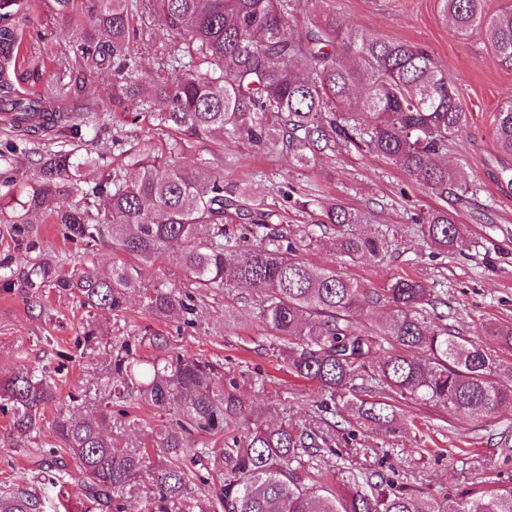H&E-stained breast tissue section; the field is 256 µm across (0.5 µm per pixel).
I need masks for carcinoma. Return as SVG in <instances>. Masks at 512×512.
<instances>
[{
    "label": "carcinoma",
    "instance_id": "1",
    "mask_svg": "<svg viewBox=\"0 0 512 512\" xmlns=\"http://www.w3.org/2000/svg\"><path fill=\"white\" fill-rule=\"evenodd\" d=\"M72 0H49L56 20L66 21ZM90 21L69 52L47 59L51 87L67 75L83 76L72 108L54 104L53 94H18L31 73L19 68L27 53L20 30L34 0H0V121L25 136L57 130L76 142L109 115L146 112L176 149L184 139L207 140L219 132L257 147L270 146L301 164L339 142L365 144L385 155L434 194L466 201L476 187L441 162L448 140L467 127V115L448 78L423 46L384 41L343 27L329 9L300 18L296 0H93ZM445 18L462 38H484L501 65L512 68V6L487 15L484 0H441ZM162 33V40L152 31ZM307 73L295 70L296 62ZM112 74V95L96 93V77ZM164 104L156 112L152 100ZM497 146L512 153V102L496 115ZM0 183L10 197L16 236L43 216L66 237L99 242L132 255L137 264L112 266L101 275L82 267L59 276L55 286L74 290L84 306L120 313L130 293L142 287V268L169 250L180 253L188 286L200 290L247 285L260 296L259 316L275 340L287 346L293 374L320 392L318 415L303 424L271 426L252 411L236 385L220 389L214 369L183 355L128 360L117 353L111 367L112 398L129 388L146 404L178 417L143 441L116 451L126 413L112 418L100 406L82 417H64L57 431L73 467L51 477L68 478L107 512H125L124 499L142 494L148 512H206L201 489L180 466L191 454L213 462L217 481L211 498L222 512H512V487L481 495L421 497L391 478L373 483L352 476L344 492L306 480L310 450L332 452L336 398L378 431L401 423L397 398L442 405L472 420L492 417L512 400V327L485 326L469 338L442 323V294L416 278L401 276L384 292H370L336 273L297 257L279 219L252 187L204 169L195 158L171 162L159 155L135 161L129 179L100 167L72 149L39 159L36 175L19 178L11 158L0 152ZM67 194L73 202L55 206ZM240 224L235 234L229 224ZM360 216L339 203L325 208L322 224L338 228L336 253L349 260L384 259L390 241L383 233L354 230ZM422 239L444 252L469 246L462 225L446 210L420 225ZM147 306L159 316L193 323L192 294L177 287L151 289ZM386 302L392 311L387 333L366 336L350 315ZM373 368L385 395L368 400L354 381ZM10 404L19 443L37 426L54 392L24 371L0 384ZM109 424L112 435L103 432ZM224 438L221 448H195L191 429ZM42 496L20 489L0 498V512H45Z\"/></svg>",
    "mask_w": 512,
    "mask_h": 512
}]
</instances>
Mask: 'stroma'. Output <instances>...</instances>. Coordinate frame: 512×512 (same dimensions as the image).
Segmentation results:
<instances>
[{
	"mask_svg": "<svg viewBox=\"0 0 512 512\" xmlns=\"http://www.w3.org/2000/svg\"><path fill=\"white\" fill-rule=\"evenodd\" d=\"M330 8L348 28L423 45L445 69L469 114L466 130L448 145L447 162L476 183L471 202L443 201L365 146L324 152L306 166L278 151L233 141L219 147L185 140L181 155L262 192L269 209L283 217L281 231L309 264L336 268L377 292L405 275L447 289V323L466 336L481 335L490 323L512 325V186L502 179L504 171L512 172V153L496 147L494 128L496 110L512 100V68L501 66L479 36H458L441 14L440 0H331ZM12 144L14 161L28 176L41 155L72 147L69 137L56 131L21 144L15 132L0 126V150ZM166 146L160 130L130 112L98 131L92 156L101 166L127 168L134 158ZM332 199L365 215L363 232L393 230L383 261L353 262L336 255L335 230L319 225V204ZM301 200L308 201V209L298 208ZM444 207L467 229L470 246L463 253L432 252L418 236L428 213ZM127 259L108 243L88 247L70 241L61 225L41 219L30 224L24 239L0 223V381L27 369L43 376L56 395L18 446L10 440V415L0 412V495L20 487L39 492L45 476L70 463L55 423L61 414H82L85 402L106 403L110 363L125 344L143 359L178 353L212 364L217 382H237L268 422L285 416L301 423L313 413L317 389L289 373L278 342L268 337L257 316L258 296L252 289L196 292L195 323L188 327L153 314L143 294L161 285L185 286L173 252L143 270L142 289L131 293L116 315L86 308L77 294L54 286L55 276L74 268L85 265L106 275ZM36 264L46 266L49 276L32 286L26 274ZM396 406L405 423L386 435L337 413L340 427L355 433L359 451L312 457V478L335 490L345 475L380 470L417 494H479L512 486V459L499 453L502 435H512V404L477 422L422 401L401 399Z\"/></svg>",
	"mask_w": 512,
	"mask_h": 512,
	"instance_id": "1",
	"label": "stroma"
}]
</instances>
